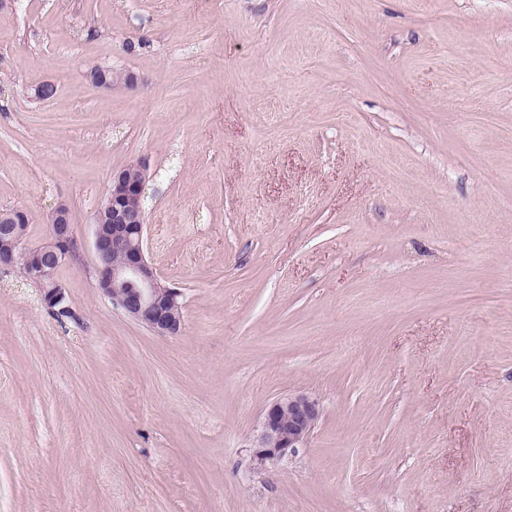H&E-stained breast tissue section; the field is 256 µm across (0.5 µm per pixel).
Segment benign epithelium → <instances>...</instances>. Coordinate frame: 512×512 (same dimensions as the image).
<instances>
[{
  "instance_id": "benign-epithelium-1",
  "label": "benign epithelium",
  "mask_w": 512,
  "mask_h": 512,
  "mask_svg": "<svg viewBox=\"0 0 512 512\" xmlns=\"http://www.w3.org/2000/svg\"><path fill=\"white\" fill-rule=\"evenodd\" d=\"M85 77L97 87L114 85L134 88L137 77L129 71L115 72L95 65ZM148 168L132 163L112 172L103 203L93 216L92 249L97 269V289L112 305L159 336H177L184 329L176 288L162 284L145 252L143 197ZM55 221L48 226L49 239L39 245L26 243L16 233L12 214L0 219V270L19 268L42 286L46 305L59 313L70 308L58 269L77 255L69 206L58 203L51 209ZM321 415L317 398L308 393H288L271 402L262 414L251 446L256 468L275 465L304 445Z\"/></svg>"
}]
</instances>
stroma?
Masks as SVG:
<instances>
[{"label": "stroma", "mask_w": 512, "mask_h": 512, "mask_svg": "<svg viewBox=\"0 0 512 512\" xmlns=\"http://www.w3.org/2000/svg\"><path fill=\"white\" fill-rule=\"evenodd\" d=\"M139 160L177 336L96 288ZM60 202L70 315L0 272V512H512V0H0V208ZM85 77L95 86L107 89L114 85H124L127 88H134L137 85V77L134 73L129 71L113 73L112 67L92 66L85 72ZM320 415L318 399L308 393H288L271 402L250 447L256 468L266 469L295 453L310 438Z\"/></svg>", "instance_id": "1"}]
</instances>
